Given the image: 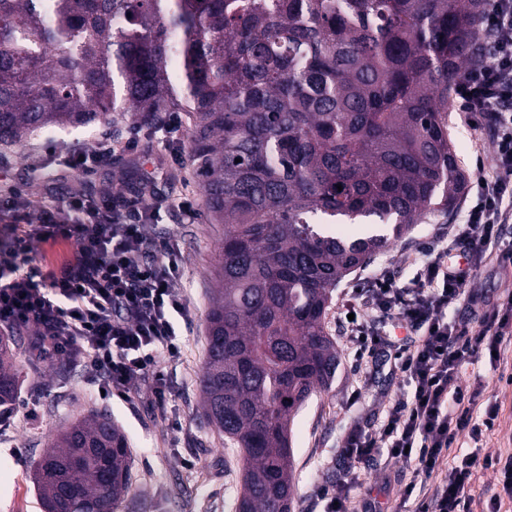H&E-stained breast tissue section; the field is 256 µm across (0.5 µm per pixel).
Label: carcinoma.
I'll list each match as a JSON object with an SVG mask.
<instances>
[{
    "label": "carcinoma",
    "mask_w": 512,
    "mask_h": 512,
    "mask_svg": "<svg viewBox=\"0 0 512 512\" xmlns=\"http://www.w3.org/2000/svg\"><path fill=\"white\" fill-rule=\"evenodd\" d=\"M486 0H0V144L130 115L188 119L217 248L206 422L239 449L236 512H290L291 424L336 373L337 285L466 177L447 111L485 61ZM240 162H235V159ZM342 189H337V186ZM17 341L0 337V423ZM44 512H116L128 440L105 411L60 428L33 465Z\"/></svg>",
    "instance_id": "1"
}]
</instances>
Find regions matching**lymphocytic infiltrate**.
I'll list each match as a JSON object with an SVG mask.
<instances>
[{"instance_id":"obj_1","label":"lymphocytic infiltrate","mask_w":512,"mask_h":512,"mask_svg":"<svg viewBox=\"0 0 512 512\" xmlns=\"http://www.w3.org/2000/svg\"><path fill=\"white\" fill-rule=\"evenodd\" d=\"M483 34L489 62L465 72L456 87L458 108L468 122L487 131L493 176L476 173L477 201L463 224L445 240L412 257L411 287L379 274L358 302L345 300L342 314L358 357H372L388 340L368 327L366 310L395 327L419 332L418 342L398 347L399 371L411 390L391 403L383 423L369 432H350L340 450L348 461L338 486L317 485L320 512H348L351 490L361 488V468L376 455L402 462L410 476L403 499L414 512H500L512 498V456L449 455L459 438L480 440L495 428L496 405L480 406L477 393L459 387L465 368L512 348V294L487 303L472 287L488 259L512 268V249L491 251L512 229V0H487ZM153 208L142 199L73 194L33 209L28 194L0 188V327L32 333L43 361L65 360L87 369L105 398L148 391L165 406L171 396L157 353L177 356L178 323L189 304L181 286L183 254L173 236L149 232ZM72 245V257L57 271L34 266L35 243ZM467 303L472 327L449 321L448 310ZM497 476L498 492L474 500L479 472Z\"/></svg>"}]
</instances>
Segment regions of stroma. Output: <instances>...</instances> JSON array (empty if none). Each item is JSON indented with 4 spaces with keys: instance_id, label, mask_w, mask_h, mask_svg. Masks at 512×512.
I'll use <instances>...</instances> for the list:
<instances>
[{
    "instance_id": "obj_1",
    "label": "stroma",
    "mask_w": 512,
    "mask_h": 512,
    "mask_svg": "<svg viewBox=\"0 0 512 512\" xmlns=\"http://www.w3.org/2000/svg\"><path fill=\"white\" fill-rule=\"evenodd\" d=\"M119 138L111 139L110 161L90 173L64 166L45 154L49 145L67 151H87L109 139L104 125L67 130L55 129L32 136L16 147H0V179L22 186L34 205H42L82 192L99 196L122 191L123 181L154 178V230L176 234L184 254L183 284L190 300L191 326L178 359L160 356L174 391L164 408H157L147 395L132 401L103 399L89 381L88 373L65 369L63 364L41 361L32 351L29 333H22L20 358L25 365L22 398L39 399L35 416L15 414L0 427V512H43L31 469L38 459L39 443L47 441L67 421L89 411L108 410L126 433L132 457L133 485L118 512H235L241 490V461L236 449L224 443L223 435L209 427L199 407V378L207 350V313L215 285L216 245L223 229L208 223L200 178L190 169L187 134L148 132L120 119ZM448 132L460 166L468 180L460 205L449 214L425 213L402 239L390 242L374 260L347 276L336 288L327 315L328 331L339 353L334 380L313 395L296 415L291 428L294 449V512H312L311 490L318 484H335L345 466L338 450L354 429L375 428L385 405L403 392L402 377L395 367L394 349H385L376 360H359L340 317L347 293L365 291L372 276L386 272L399 285H408L415 275L408 255L439 236L447 235L464 219V212L478 187L476 167L493 174L489 155H477L480 137L458 110L448 114ZM189 201L194 216L179 211V201ZM461 382L480 389L485 400L498 402L499 424L466 449L512 454V385L499 382L487 359L469 366ZM403 466L385 458L363 470L366 486L377 488L386 512H412L413 502L403 501Z\"/></svg>"
}]
</instances>
